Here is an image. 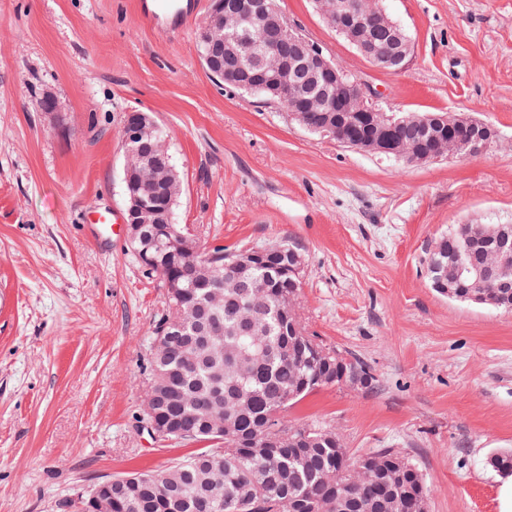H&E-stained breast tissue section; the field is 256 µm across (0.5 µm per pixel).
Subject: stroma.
<instances>
[{
    "mask_svg": "<svg viewBox=\"0 0 512 512\" xmlns=\"http://www.w3.org/2000/svg\"><path fill=\"white\" fill-rule=\"evenodd\" d=\"M211 3L165 41L137 0H0V512H63L76 489L196 449L143 420L166 290L123 224L92 222L125 210L131 109L168 137L176 220L201 250L295 240L307 334L375 379L320 389L288 420L330 426L352 452L402 449L428 512H501L485 460L512 450V313L442 297L424 260L455 225L512 224V0H380L413 45L396 74L310 0H278L385 111L462 112L497 132L480 154L420 165L316 139L217 83L196 39ZM47 94L55 111L39 107Z\"/></svg>",
    "mask_w": 512,
    "mask_h": 512,
    "instance_id": "1",
    "label": "stroma"
}]
</instances>
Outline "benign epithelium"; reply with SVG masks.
<instances>
[{"label":"benign epithelium","instance_id":"7a95c632","mask_svg":"<svg viewBox=\"0 0 512 512\" xmlns=\"http://www.w3.org/2000/svg\"><path fill=\"white\" fill-rule=\"evenodd\" d=\"M316 11L327 26L346 38L373 67L399 73L405 69L410 53L398 40L377 38L375 25L396 29L379 6L378 0H352L349 13L340 0H315ZM261 31L253 40L252 32ZM204 46L202 55L208 73L217 81L249 92L263 94L268 101L288 105V117L302 128L311 127V113H321V135L351 146L365 154H381L406 164H422L458 154H474L472 143L480 138H495V129L465 113L437 115L419 112L386 114L377 104L379 93L361 76L341 67L300 28L290 23L275 0H214L210 15L198 33ZM408 123L427 136L413 145L403 144L398 129ZM125 146L123 191L124 224L130 244L141 260L151 261L148 247L158 252L173 248L187 258L200 252L187 227L175 225L174 213L160 203L161 193L152 179L144 175L152 159L143 145L169 159L167 136L149 112L129 110L122 129ZM155 224L150 246H144L140 225ZM472 268L461 262L460 277ZM484 287L498 290L511 283L497 270L476 272ZM112 480H105L91 492L97 512H109L106 491Z\"/></svg>","mask_w":512,"mask_h":512}]
</instances>
